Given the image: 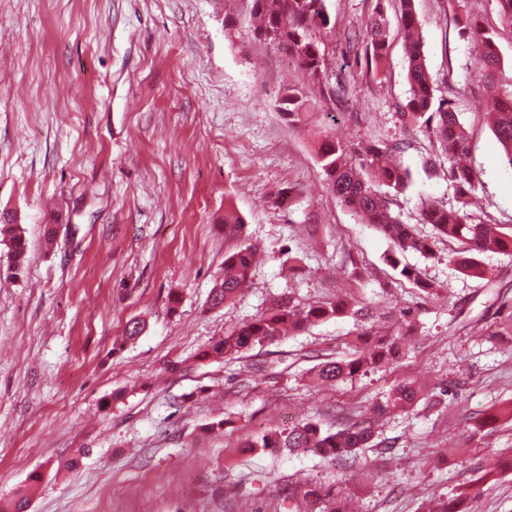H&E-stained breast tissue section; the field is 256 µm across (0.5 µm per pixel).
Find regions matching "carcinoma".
I'll return each mask as SVG.
<instances>
[{"label":"carcinoma","instance_id":"1","mask_svg":"<svg viewBox=\"0 0 512 512\" xmlns=\"http://www.w3.org/2000/svg\"><path fill=\"white\" fill-rule=\"evenodd\" d=\"M252 13L260 19L257 36L268 41L276 49L294 60L307 74L309 82L321 86L328 81L323 61L320 35L333 32L326 11L325 0H251ZM400 21L407 33L406 79L410 98L405 123L416 126L432 136L448 161V182L454 188L457 205L446 206L435 201L426 203L420 213V223L430 224L435 235L458 244L454 261L461 274L481 282L492 284L482 255L512 251V228L492 227L485 217L470 209V194L480 182V173L459 165L456 158L468 149V132L452 101L435 97L433 79L426 64L422 23L414 9V0H399ZM455 26L459 38L477 45L483 56L486 80L500 82L498 89L488 99L487 114L492 131L502 147V166L512 175V76H503V64L497 50L498 31L495 27L456 16ZM366 53L374 63H381L387 48V21L380 10L362 31ZM281 112L291 122L310 117L309 99L296 87H286L278 104ZM394 150L377 144L349 148L319 134L318 162L325 183L334 197L357 218L373 225L392 242L394 255L390 258L393 268L413 282L425 295L438 292V287L421 279V273L409 264H401L399 256L408 252L431 256L427 239L415 228L403 223L392 209L393 197L403 193L411 182L409 168L399 161H392ZM386 191H381V188ZM242 218L231 210L224 212V236L241 235ZM0 239L9 247L8 270L10 275H20L27 262V241L16 217L8 212L0 213ZM255 247L241 245L224 256V274L216 279L210 291L212 306L218 307L234 300L251 281ZM361 320L365 313L342 300L315 302L306 306L295 304L290 296H281L269 308L251 320L235 326L224 337L214 342L210 354L230 359L256 347L270 345L277 340L292 336L308 326L342 315ZM496 321L485 329L484 341L493 344L508 335L512 337V303L502 301L494 312ZM356 340L371 344L370 352H354L350 357L327 358L314 365L308 372L314 384H332L366 374L376 367L387 364L399 355V338L380 336L363 323L356 332ZM449 395V389L439 388L432 394L426 392L412 379L399 381L387 400L377 403L373 412L378 415L392 411H407L427 397L440 405ZM374 422L363 420L337 431L324 430L313 422L294 424L284 431L267 433L254 440H245L243 448H286L290 451L330 448L327 457L336 461L344 470L354 468L358 452L362 448L393 447L390 441H376ZM288 498H299L303 512H341L344 489L325 485L311 479H299L284 490Z\"/></svg>","mask_w":512,"mask_h":512}]
</instances>
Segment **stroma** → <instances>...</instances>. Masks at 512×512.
<instances>
[{
    "label": "stroma",
    "instance_id": "obj_1",
    "mask_svg": "<svg viewBox=\"0 0 512 512\" xmlns=\"http://www.w3.org/2000/svg\"><path fill=\"white\" fill-rule=\"evenodd\" d=\"M380 3L388 53L371 68L364 44L344 36ZM326 7L336 22L329 79L312 90L255 35L249 0H0V212L16 215L28 245L23 274L0 277L1 500L28 488L29 512H289L282 490L305 477L342 481L358 512H421L479 479L477 512H512V422L471 437L474 419L512 400V342L479 339L499 295L512 301V255L484 256L496 279L481 288L451 262L455 244L419 224L433 255L405 261L440 286L424 296L386 265L390 241L329 192L313 131L278 109L285 86L308 90L332 138L399 144L414 179L396 205L404 222L418 224L422 201L456 203L447 161L400 118L409 86L397 0ZM415 9L435 95L453 101L469 132L473 207L512 224L479 52L455 27L459 14L497 21V0ZM288 186L292 201L277 206ZM228 207L245 221L241 239L224 237ZM242 243L258 252L251 285L210 307L224 255ZM356 266L366 278L352 277ZM284 294L365 305L378 321L409 309L419 322L401 360L324 390L306 371L313 355L352 354L353 317L239 359L208 356ZM134 321L144 329L129 341ZM402 375L429 390L456 383V394L440 412L422 402L387 415L379 431L395 447L367 449L355 469L239 445L299 422L351 426Z\"/></svg>",
    "mask_w": 512,
    "mask_h": 512
}]
</instances>
